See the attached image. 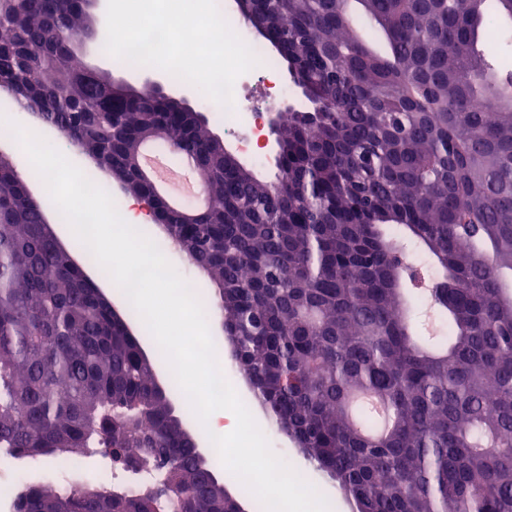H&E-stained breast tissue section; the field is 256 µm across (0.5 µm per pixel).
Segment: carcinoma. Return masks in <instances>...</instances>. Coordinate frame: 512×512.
<instances>
[{
  "mask_svg": "<svg viewBox=\"0 0 512 512\" xmlns=\"http://www.w3.org/2000/svg\"><path fill=\"white\" fill-rule=\"evenodd\" d=\"M369 17L378 53L350 24ZM306 100L276 116L280 167L263 181L215 143L203 113L145 85L87 79L89 0H0V77L37 121L93 157L112 192L154 191L130 159L149 143L192 163L207 205L167 239L206 273L230 357L305 459L356 512H512V0H245ZM491 105L492 115L475 108ZM48 207L0 155V448L70 462L99 453L161 490L32 483L14 512H236L154 386L126 320L59 246ZM440 266L424 284L396 236ZM448 320L415 336L412 289Z\"/></svg>",
  "mask_w": 512,
  "mask_h": 512,
  "instance_id": "cac0c4a2",
  "label": "carcinoma"
}]
</instances>
